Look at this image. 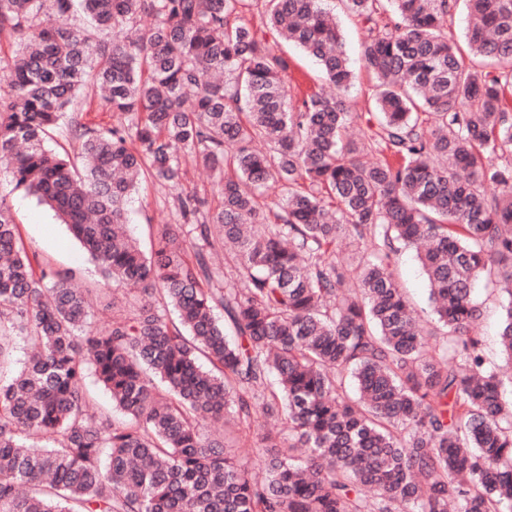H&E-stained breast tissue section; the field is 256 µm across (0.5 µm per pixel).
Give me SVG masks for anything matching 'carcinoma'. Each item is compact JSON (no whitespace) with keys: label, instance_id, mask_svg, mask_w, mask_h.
I'll return each mask as SVG.
<instances>
[{"label":"carcinoma","instance_id":"cac0c4a2","mask_svg":"<svg viewBox=\"0 0 512 512\" xmlns=\"http://www.w3.org/2000/svg\"><path fill=\"white\" fill-rule=\"evenodd\" d=\"M264 2L254 23L250 0H0V175L134 289L99 325L98 290L28 249L0 195V512H512V401L473 334L493 276L512 364V0H465L469 61L458 0H342L374 81L361 147L336 15ZM282 44L336 95L291 105ZM89 86L112 124L83 121ZM187 155L219 205L178 193L189 230L147 252L126 205ZM348 237L368 252L341 258ZM404 248L439 328L394 278ZM90 370L121 419L93 411Z\"/></svg>","mask_w":512,"mask_h":512}]
</instances>
